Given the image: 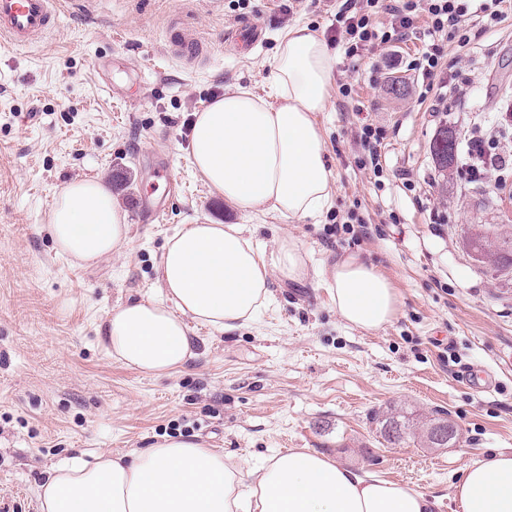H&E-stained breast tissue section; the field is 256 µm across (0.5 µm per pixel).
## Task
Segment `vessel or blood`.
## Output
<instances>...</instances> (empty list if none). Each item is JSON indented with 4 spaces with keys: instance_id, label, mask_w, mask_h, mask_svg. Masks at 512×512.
Segmentation results:
<instances>
[{
    "instance_id": "1",
    "label": "vessel or blood",
    "mask_w": 512,
    "mask_h": 512,
    "mask_svg": "<svg viewBox=\"0 0 512 512\" xmlns=\"http://www.w3.org/2000/svg\"><path fill=\"white\" fill-rule=\"evenodd\" d=\"M72 0H0V41L26 49L43 42Z\"/></svg>"
}]
</instances>
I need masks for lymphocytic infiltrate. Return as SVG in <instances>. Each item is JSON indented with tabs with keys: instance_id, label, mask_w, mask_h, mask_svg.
<instances>
[{
	"instance_id": "1",
	"label": "lymphocytic infiltrate",
	"mask_w": 512,
	"mask_h": 512,
	"mask_svg": "<svg viewBox=\"0 0 512 512\" xmlns=\"http://www.w3.org/2000/svg\"><path fill=\"white\" fill-rule=\"evenodd\" d=\"M336 25L329 41L350 59L392 47L416 32L428 41L407 62L416 75V105L436 112H460L476 93L461 62L477 39L512 27V0H337ZM384 133L362 124L356 134L357 164L372 178L384 175ZM458 176L466 182L488 171H512V140L499 141L493 123L476 115L460 132Z\"/></svg>"
}]
</instances>
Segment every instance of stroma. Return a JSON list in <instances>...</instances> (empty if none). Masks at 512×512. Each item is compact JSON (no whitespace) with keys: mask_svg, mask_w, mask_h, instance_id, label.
Wrapping results in <instances>:
<instances>
[{"mask_svg":"<svg viewBox=\"0 0 512 512\" xmlns=\"http://www.w3.org/2000/svg\"><path fill=\"white\" fill-rule=\"evenodd\" d=\"M88 0L61 14L42 43L0 44V512H42L38 485L52 464L142 451L159 437L205 441L243 467L291 448L439 497L455 512L453 484L471 462L512 452V284L481 272L462 244L470 224L512 225V173L462 188L443 179L429 152L441 124L512 104V35L476 54L478 88L469 112L415 109L412 95L368 84L367 61L337 54L334 88L317 113L332 173L319 220L245 214L196 172L190 125L225 88L264 92L280 36L304 23L326 33L333 11L300 0ZM262 24L245 50L226 35ZM195 32L205 45L192 62L168 53ZM110 64L113 95L101 88ZM354 84L366 109L353 111L338 87ZM385 131L387 169L374 188L354 162L352 131ZM171 160L179 192L166 212L142 220L137 194L164 196L154 175ZM109 185L127 214L122 254L85 265L57 252L49 215L73 180ZM191 224H245L263 246L284 234L300 243L307 275L272 278L271 301L249 326L219 332L192 325L196 356L171 375L115 362L100 330L115 306L158 296L167 238ZM342 224L366 226L351 242ZM357 255L397 289L398 310L369 332L336 311L329 269ZM484 374L489 391L475 389ZM399 406L413 419L445 413L459 443L394 448L370 416Z\"/></svg>","mask_w":512,"mask_h":512,"instance_id":"stroma-1","label":"stroma"}]
</instances>
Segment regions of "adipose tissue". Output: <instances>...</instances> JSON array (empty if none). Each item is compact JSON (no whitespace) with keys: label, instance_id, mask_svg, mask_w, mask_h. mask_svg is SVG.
<instances>
[{"label":"adipose tissue","instance_id":"ef3b65f1","mask_svg":"<svg viewBox=\"0 0 512 512\" xmlns=\"http://www.w3.org/2000/svg\"><path fill=\"white\" fill-rule=\"evenodd\" d=\"M336 53L305 24L288 29L275 52L269 91L231 87L197 112L193 164L206 182L245 213L288 220L319 218L331 197V172L315 115L324 111ZM49 229L60 254L94 264L129 243L127 215L103 182L72 181L59 195ZM306 256L280 237L261 249L241 224H193L168 239L160 295L108 313L102 341L112 358L163 376L193 356L191 324L218 331L251 324L270 299L272 276L298 281ZM331 295L349 325L382 329L398 292L355 256L331 265ZM42 512H436L439 498L359 475L308 448L242 466L207 443L164 436L124 456L101 451L94 463L55 465L39 484ZM458 512H512V453L472 462L454 485Z\"/></svg>","mask_w":512,"mask_h":512}]
</instances>
